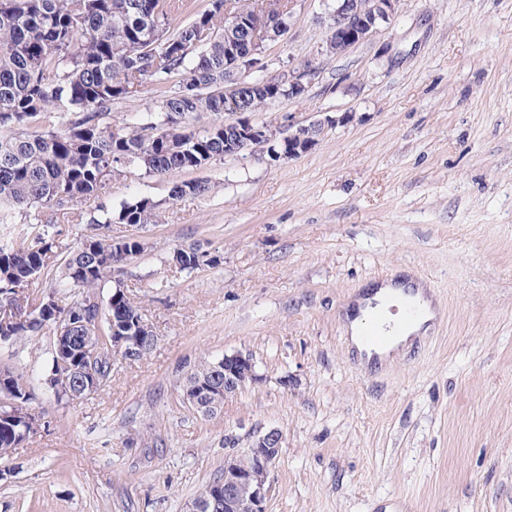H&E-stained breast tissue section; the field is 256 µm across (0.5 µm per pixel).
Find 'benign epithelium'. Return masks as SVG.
Returning a JSON list of instances; mask_svg holds the SVG:
<instances>
[{"label": "benign epithelium", "instance_id": "7a95c632", "mask_svg": "<svg viewBox=\"0 0 512 512\" xmlns=\"http://www.w3.org/2000/svg\"><path fill=\"white\" fill-rule=\"evenodd\" d=\"M399 0H331L327 4L325 21L330 23L333 34L327 42L331 53L340 54L356 44L368 39L380 24L393 18L398 10ZM256 26L253 37L241 40L235 32L241 26ZM286 30L283 18L264 16L252 23L242 17L231 20L224 29V95L231 96L241 88L239 75L246 59L256 55L254 67L263 64V52L271 29ZM312 69L288 71L277 78V85L288 88L294 98L304 95ZM235 137L226 141L228 154H239L257 145L268 146L271 161L278 162L305 153L316 144L325 124L316 122L297 128L286 135L288 153H280L271 145L264 127L256 125L245 113H236ZM142 332L129 336L112 328L113 353L123 359L135 358L142 354L146 346L156 341L148 335L151 323H140ZM214 366L224 372V384L213 381L200 383L183 395V402L196 412L207 413L220 406V400L248 385L259 382L256 363L252 355L236 351L214 361ZM76 369L64 355L57 357V366L46 384L52 393H62L72 387ZM283 436L277 429L258 432L251 437L250 445L243 454L230 453L224 457V471L219 478L224 485V493L197 495L187 506L186 512H267L266 502L270 492L268 478L282 447Z\"/></svg>", "mask_w": 512, "mask_h": 512}]
</instances>
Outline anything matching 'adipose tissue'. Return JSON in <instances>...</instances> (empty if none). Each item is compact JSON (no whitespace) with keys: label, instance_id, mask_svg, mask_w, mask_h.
I'll return each mask as SVG.
<instances>
[{"label":"adipose tissue","instance_id":"obj_1","mask_svg":"<svg viewBox=\"0 0 512 512\" xmlns=\"http://www.w3.org/2000/svg\"><path fill=\"white\" fill-rule=\"evenodd\" d=\"M415 285V280L410 277L376 283L354 298L352 304L349 305L346 319L350 343L357 351L362 364L366 365L374 360L382 364L391 362L396 353L411 347L415 339L421 338L429 331L438 315V308L425 292L417 291L416 298L423 309V314L417 322L406 326L404 330L392 336L386 348L375 352L371 351L362 340L363 323L373 309H380L385 323L400 322L404 307L408 302L406 292L408 289H415Z\"/></svg>","mask_w":512,"mask_h":512}]
</instances>
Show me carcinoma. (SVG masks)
Instances as JSON below:
<instances>
[{"instance_id":"obj_1","label":"carcinoma","mask_w":512,"mask_h":512,"mask_svg":"<svg viewBox=\"0 0 512 512\" xmlns=\"http://www.w3.org/2000/svg\"><path fill=\"white\" fill-rule=\"evenodd\" d=\"M264 0H208L207 7L172 25L183 0H0V225L18 224L15 242L0 245L1 322L14 326L9 340L63 325L74 336V358L86 337L112 336V317L141 313L130 295L100 296L112 274L143 252L112 250L110 229L139 230L158 222L148 198L103 207L74 222L86 225L80 246L63 260L58 232L26 219L37 207L63 208L77 199L103 198L104 171L134 167L165 177L197 170L224 157V124L203 131L186 126L190 115L257 112L272 101L254 85L246 101L224 100V7L251 17ZM202 31L207 42L190 50ZM153 86L155 109L136 125L106 121L115 101ZM205 180L176 182L172 199L201 196ZM172 263L193 271L218 262L196 248L173 252ZM96 386L56 396L87 399L112 380L114 358L102 344ZM0 460L31 437L26 415L7 403L37 399L28 377L0 367Z\"/></svg>"}]
</instances>
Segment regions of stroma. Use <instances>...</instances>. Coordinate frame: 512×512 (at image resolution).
Listing matches in <instances>:
<instances>
[{
  "mask_svg": "<svg viewBox=\"0 0 512 512\" xmlns=\"http://www.w3.org/2000/svg\"><path fill=\"white\" fill-rule=\"evenodd\" d=\"M322 0H298L263 78L311 67L298 99L254 113L278 131L349 114L307 153L266 148L161 180L136 168L105 200L158 204L120 279L154 326L92 398L41 388L50 333L0 344L37 385L40 433L0 460V512H185L275 428L267 512H512V0H400L332 55ZM208 193L171 199L173 183ZM219 256L194 272L174 249ZM410 273L442 313L384 367L347 346L363 284ZM250 353L260 382L204 417L181 398L205 362Z\"/></svg>",
  "mask_w": 512,
  "mask_h": 512,
  "instance_id": "obj_1",
  "label": "stroma"
}]
</instances>
